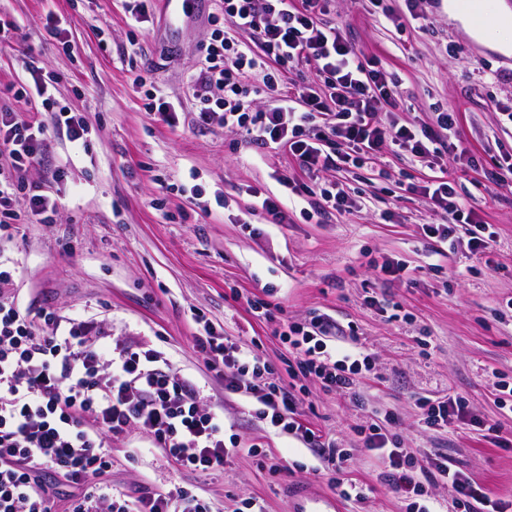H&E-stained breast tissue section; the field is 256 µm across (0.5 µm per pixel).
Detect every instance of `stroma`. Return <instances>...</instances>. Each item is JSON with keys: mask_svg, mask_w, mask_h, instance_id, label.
I'll return each instance as SVG.
<instances>
[{"mask_svg": "<svg viewBox=\"0 0 512 512\" xmlns=\"http://www.w3.org/2000/svg\"><path fill=\"white\" fill-rule=\"evenodd\" d=\"M385 7L397 22L369 0H333L326 19L392 74L400 117L430 124L436 112L456 107L469 160L443 154L431 165L413 163L387 148L362 167L326 172L361 196L353 213L308 218L293 206L287 223L268 224L247 215V187L279 194L278 175L300 168L280 150L255 151L240 132L192 124L187 78L203 61L205 13L184 17L174 30L160 2L153 21L138 24L123 0H0V20L14 24L0 38V105L30 115L15 97L31 80L20 61L30 48L57 77L55 99L87 127L78 148L54 113L35 115L49 148L29 179L56 211L52 223L37 224L18 204V220L0 237V257L15 266L11 294L22 306L96 323L108 344L133 339L166 352L239 442L223 472L206 474L179 468L146 435L131 432L112 442L114 488L136 496L179 485L207 499L213 512H242L252 499L265 512H289L294 487L337 496L352 481L363 497L344 502L345 512H407L406 500L382 483L383 464L352 432L387 411L398 417L391 431L415 467L442 454L491 497L512 502V447H500L485 429L497 422L512 431V411L498 402L501 384H512V315L496 314L512 297V189L487 179L499 146L512 145V125L498 112L512 106V55L479 44L449 20L448 0H434L424 22L404 0ZM49 13L62 18V35L44 28ZM140 77L181 102L177 127L146 114ZM439 178L480 203L482 221L497 233L491 253H472L464 237L451 247L424 235L436 215L415 188ZM219 193L227 206L217 204ZM382 258L406 261L411 278L380 279L371 262ZM372 294L386 311L367 304ZM253 296L274 306L271 318L251 314L246 300ZM198 312L229 340L251 344L275 380L299 392L303 422L349 454L346 473L336 474L296 436L274 434L252 415L250 396L225 392L192 347ZM313 312L339 326L337 351L349 349L354 334L370 355L358 401L286 372L282 324ZM449 395L463 398L464 417L425 427L418 399ZM256 444L264 455L254 454Z\"/></svg>", "mask_w": 512, "mask_h": 512, "instance_id": "1", "label": "stroma"}]
</instances>
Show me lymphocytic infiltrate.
<instances>
[{"label": "lymphocytic infiltrate", "instance_id": "f902f5d3", "mask_svg": "<svg viewBox=\"0 0 512 512\" xmlns=\"http://www.w3.org/2000/svg\"><path fill=\"white\" fill-rule=\"evenodd\" d=\"M328 11L329 0H219L203 47L207 65L191 75L189 88L197 103L195 126L218 121L244 133L254 149H281L298 160L306 176L302 183L279 177L287 196L306 199L317 214H349L357 200L320 181L319 173L340 163L362 166L389 145L425 163L443 151L461 160L468 151L455 137V110L438 113L432 126L396 117V82L378 60L360 59L338 25L321 22ZM245 33L252 42L242 41ZM311 64L320 83H287L286 74ZM25 69L32 84L18 89V97L36 112L57 109L70 141L83 142V120L56 106L55 76L32 57ZM265 97L269 106L257 108ZM47 149L40 123L0 108V156L11 160L10 167L0 166V219L12 217V203L21 194L39 223H51L53 203L26 184ZM417 191L443 216L426 225V236L446 241L465 224L472 252L491 249L494 232L451 182H431ZM13 278V268L0 262V512H56L62 485L74 490L64 512H212L205 498L184 487L131 497L104 479L112 468L113 440L134 430L178 465L223 471L232 452L224 418L204 404L199 386L176 376L162 351L127 340L111 347L92 335L88 322L22 307L3 291ZM332 329L320 313L286 325L280 339L294 356L286 371L314 377L325 391L357 397L358 376L370 356L359 349L337 353L327 344ZM193 346L206 370L223 379L226 392L253 395L257 418L344 466L347 454L302 422L298 396L272 381V368L249 348L229 343L208 323ZM356 433L364 449L384 460L382 479L409 499V512H431L420 498L433 479L446 482L462 505L475 502L502 512L500 503L442 456H431L428 471L420 473L406 462L396 435L375 423Z\"/></svg>", "mask_w": 512, "mask_h": 512}]
</instances>
